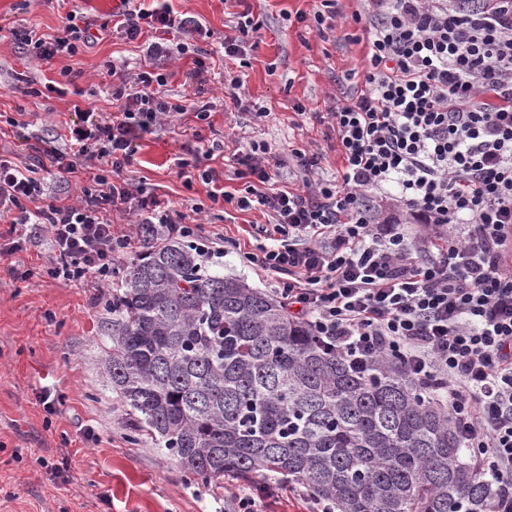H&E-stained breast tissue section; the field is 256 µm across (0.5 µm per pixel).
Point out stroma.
Here are the masks:
<instances>
[{"label": "stroma", "instance_id": "stroma-1", "mask_svg": "<svg viewBox=\"0 0 512 512\" xmlns=\"http://www.w3.org/2000/svg\"><path fill=\"white\" fill-rule=\"evenodd\" d=\"M119 0H0V116H22L26 137L0 133V153L27 162L32 136H54L72 119L74 105L109 113L105 93L113 60L142 63L137 43L120 33L50 63L35 64L14 43L10 31L28 27L52 34L70 11L94 24L111 19ZM179 12L196 17L211 32L199 46L212 67L203 81H190L192 61H168L172 97L194 92L211 103L209 121L184 115L138 140L133 177L169 205L189 212L207 203L201 183L185 185L174 156L194 158L198 142H219L232 153L256 136L276 154H317V175L335 179L340 168L336 134L317 116L334 110L353 92L345 78L365 66L366 43L359 25L319 33L314 15L322 0H172ZM251 11L259 22L245 39L243 55L225 56V37L235 36L238 14ZM69 76H61V68ZM239 74L249 96L241 109L225 112L219 102L224 69ZM57 81L59 92L46 91ZM264 107L265 118L254 115ZM264 208L240 211L211 207L205 228L237 242L203 273L244 280L269 292L275 285L245 259L264 241L256 232L272 223ZM95 283L70 286L48 277L13 278L0 264V512H224V488L232 477L209 486L190 482L177 461L162 454L150 436L132 438L131 408L113 390L105 361L112 352V314Z\"/></svg>", "mask_w": 512, "mask_h": 512}]
</instances>
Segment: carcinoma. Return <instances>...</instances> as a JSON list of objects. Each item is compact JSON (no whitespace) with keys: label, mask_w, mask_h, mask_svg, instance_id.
Wrapping results in <instances>:
<instances>
[{"label":"carcinoma","mask_w":512,"mask_h":512,"mask_svg":"<svg viewBox=\"0 0 512 512\" xmlns=\"http://www.w3.org/2000/svg\"><path fill=\"white\" fill-rule=\"evenodd\" d=\"M110 308L132 432L189 480L269 474L337 512H495L448 414L394 363L352 371L276 299L202 274L193 246L147 238Z\"/></svg>","instance_id":"1"}]
</instances>
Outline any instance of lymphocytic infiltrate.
Instances as JSON below:
<instances>
[{
    "label": "lymphocytic infiltrate",
    "instance_id": "lymphocytic-infiltrate-1",
    "mask_svg": "<svg viewBox=\"0 0 512 512\" xmlns=\"http://www.w3.org/2000/svg\"><path fill=\"white\" fill-rule=\"evenodd\" d=\"M360 3L351 19L368 34L361 83L326 115L341 159L336 179H314L318 155L295 149L301 180L279 184L281 163L257 140L229 155L204 146L203 168L180 156L173 165L209 186L211 202L272 212L267 244L246 259L276 275V299L352 370L395 361L448 411L505 502L498 512H512V0ZM113 25L142 41L146 59L134 71L110 65L116 112L75 107L64 146L37 139L25 165L0 154V223L18 231L0 242V258L45 237L49 278L107 289L148 224L190 240L202 262L225 251L197 222L201 206L173 209L126 174L141 134L189 112L210 116L209 105L164 91L172 53L192 56L191 78L206 73L195 43L201 23L168 0H121L111 24L95 29L71 12L56 34L21 27L12 37L47 63L79 54ZM170 35L176 47L166 45ZM228 166L245 181L241 195L222 186ZM84 170L76 202L47 197L49 177ZM390 183L399 194L388 214L372 200ZM122 209L138 220L118 230L112 213Z\"/></svg>",
    "mask_w": 512,
    "mask_h": 512
}]
</instances>
